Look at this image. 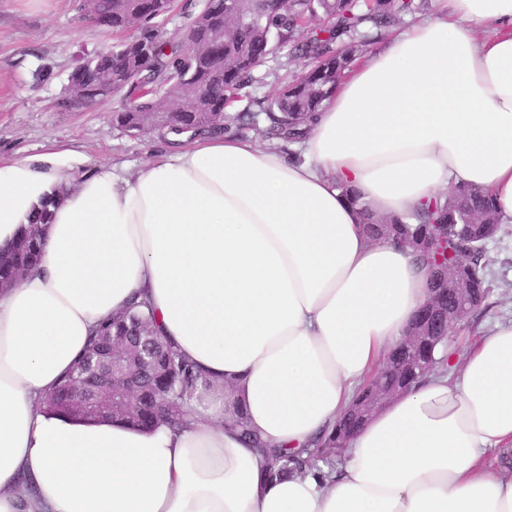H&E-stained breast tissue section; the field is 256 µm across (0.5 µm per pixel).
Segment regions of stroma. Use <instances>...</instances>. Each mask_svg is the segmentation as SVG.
Masks as SVG:
<instances>
[{
  "mask_svg": "<svg viewBox=\"0 0 512 512\" xmlns=\"http://www.w3.org/2000/svg\"><path fill=\"white\" fill-rule=\"evenodd\" d=\"M112 33L78 17L72 0H0V156L37 155L56 145L79 159L138 167L161 143L112 123L113 101L76 107L67 85L80 58L112 45ZM299 67L290 49L254 75L253 95L276 93ZM491 287L479 310L459 321L448 342L463 354L496 322L512 321V224L487 246Z\"/></svg>",
  "mask_w": 512,
  "mask_h": 512,
  "instance_id": "stroma-1",
  "label": "stroma"
}]
</instances>
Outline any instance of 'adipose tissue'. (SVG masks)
I'll return each mask as SVG.
<instances>
[{"instance_id":"ef3b65f1","label":"adipose tissue","mask_w":512,"mask_h":512,"mask_svg":"<svg viewBox=\"0 0 512 512\" xmlns=\"http://www.w3.org/2000/svg\"><path fill=\"white\" fill-rule=\"evenodd\" d=\"M296 149L218 136L77 181L59 151L0 158V249L66 189L38 268L0 288V512H512V469L486 465L512 449V321L365 422L335 465L266 481L232 424L240 408L271 447H311L405 340L427 270L365 218L464 184L512 223V0H441L391 32ZM135 299L209 382L190 427L44 411Z\"/></svg>"}]
</instances>
